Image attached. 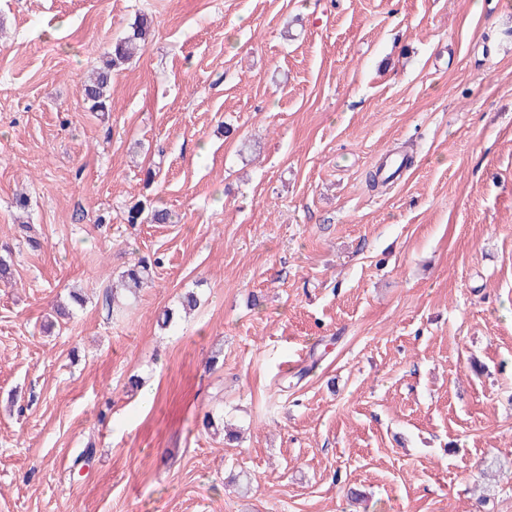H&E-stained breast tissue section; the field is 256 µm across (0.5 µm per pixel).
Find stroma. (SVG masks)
Masks as SVG:
<instances>
[{"mask_svg":"<svg viewBox=\"0 0 512 512\" xmlns=\"http://www.w3.org/2000/svg\"><path fill=\"white\" fill-rule=\"evenodd\" d=\"M1 242L0 512H512V0H0ZM150 30V22L146 17L140 18L133 27V34L117 40L112 45V50L104 56L105 66L97 73V76L81 88L84 100L90 103V109L94 112L108 111V87L110 84L112 69L126 61L132 55L134 41L145 39Z\"/></svg>","mask_w":512,"mask_h":512,"instance_id":"35a3bbf8","label":"stroma"}]
</instances>
